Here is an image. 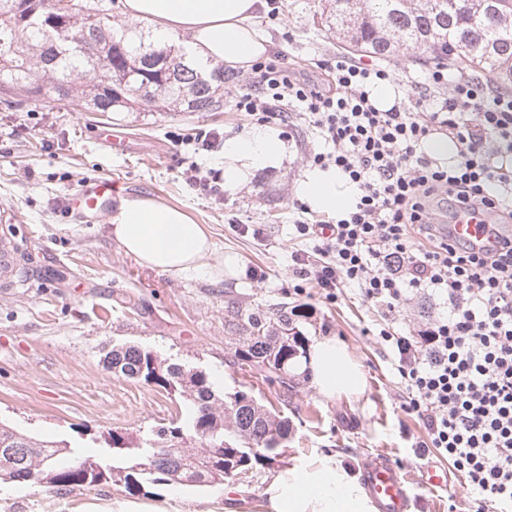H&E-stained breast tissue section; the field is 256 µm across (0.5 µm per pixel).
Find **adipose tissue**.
<instances>
[{"instance_id":"adipose-tissue-1","label":"adipose tissue","mask_w":512,"mask_h":512,"mask_svg":"<svg viewBox=\"0 0 512 512\" xmlns=\"http://www.w3.org/2000/svg\"><path fill=\"white\" fill-rule=\"evenodd\" d=\"M263 0H123L134 20L149 22L158 38L187 34L192 54L233 70H248L267 54L270 42L254 27ZM285 153L274 134L255 132L224 143V183L235 187L250 169L279 163ZM296 192L312 208L346 207L354 191L332 171L307 173ZM109 233L141 266L184 277L211 270L214 243L203 225L183 210L151 197L126 199L109 218ZM317 392L332 400L362 392L365 377L346 346L322 336L300 365ZM263 512H375L364 485L340 462L322 458L281 471L264 490Z\"/></svg>"}]
</instances>
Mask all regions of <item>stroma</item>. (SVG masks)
Listing matches in <instances>:
<instances>
[{"mask_svg":"<svg viewBox=\"0 0 512 512\" xmlns=\"http://www.w3.org/2000/svg\"><path fill=\"white\" fill-rule=\"evenodd\" d=\"M277 20L259 16L257 26L286 67L326 82L317 64L334 60L336 40L321 24L324 0H276ZM243 112H125L103 120L70 111L67 101L46 100L17 112L0 109V238H8L18 268L0 279V421L41 439L65 440L88 455L104 453L103 436L115 431L130 441L183 418L174 391L112 373L104 356L112 345L131 342L159 360L199 369L218 392L243 391L266 407H278L281 388L234 356L237 336L224 326L229 302L245 308L285 302L304 307L296 325L306 340L333 336L357 361L365 388L354 396L326 401L306 374L296 373L285 413L292 436L280 456L254 464L247 478L224 485L151 488L128 495L112 482L64 494L43 485H0V512H211L223 488L241 496L238 512H256L269 482L297 461L334 456L353 471L364 458L385 452L412 479L411 512H471L461 477L450 490L430 491L416 477L427 463L449 470L437 453H423L421 421L405 414V387L389 351L375 336L377 312L357 290L337 302L316 289L292 288V238L288 216L296 186L307 172L306 155L317 135L299 117L283 123L271 116L264 130L282 139V163L255 171L224 199L189 190L182 178L184 157L201 171H223L224 149L190 154L172 137L195 129H218L230 138L254 130ZM119 179L125 198L153 197L185 211L209 232L217 256L237 258L223 274L203 272L173 278L149 270L124 254L105 225L89 229L61 204L86 178ZM261 224L263 239L241 234L240 225ZM264 273L257 281L246 275Z\"/></svg>","mask_w":512,"mask_h":512,"instance_id":"obj_1","label":"stroma"}]
</instances>
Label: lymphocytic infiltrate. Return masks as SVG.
I'll return each instance as SVG.
<instances>
[{
	"label": "lymphocytic infiltrate",
	"instance_id": "lymphocytic-infiltrate-1",
	"mask_svg": "<svg viewBox=\"0 0 512 512\" xmlns=\"http://www.w3.org/2000/svg\"><path fill=\"white\" fill-rule=\"evenodd\" d=\"M329 70L324 87L279 58L258 61L232 97L259 124L279 105L296 108L324 144L308 162L356 190L352 206L320 220L294 201V289L311 284L331 301L354 288L377 308L403 411L422 421L476 512H512V89L440 62L383 109L373 93L391 82L389 66L340 55ZM438 134L455 147L449 159L422 149ZM464 210L481 216L490 246L452 237ZM425 292L444 312L403 333L402 306Z\"/></svg>",
	"mask_w": 512,
	"mask_h": 512
}]
</instances>
